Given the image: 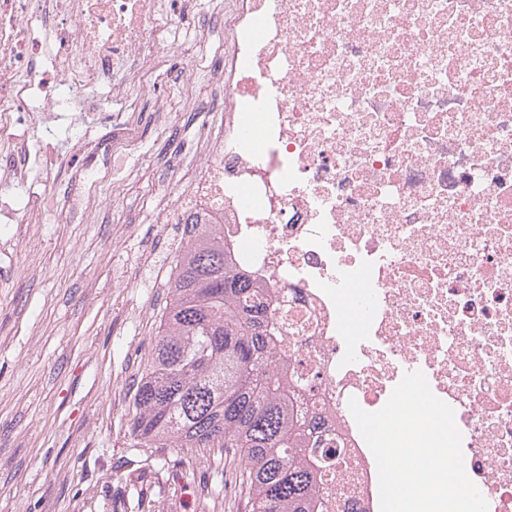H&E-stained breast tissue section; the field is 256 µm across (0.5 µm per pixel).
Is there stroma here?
<instances>
[{
	"mask_svg": "<svg viewBox=\"0 0 512 512\" xmlns=\"http://www.w3.org/2000/svg\"><path fill=\"white\" fill-rule=\"evenodd\" d=\"M153 92L119 170L105 112L57 130L64 166L34 170L41 223H0V512H248L220 477L230 448H134L127 413L168 299L171 257L152 222L157 153L191 138L161 132ZM88 172L83 186L71 167ZM101 203L97 220L60 216L66 197Z\"/></svg>",
	"mask_w": 512,
	"mask_h": 512,
	"instance_id": "35a3bbf8",
	"label": "stroma"
}]
</instances>
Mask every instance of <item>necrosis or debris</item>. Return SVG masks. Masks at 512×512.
Instances as JSON below:
<instances>
[{"instance_id": "obj_1", "label": "necrosis or debris", "mask_w": 512, "mask_h": 512, "mask_svg": "<svg viewBox=\"0 0 512 512\" xmlns=\"http://www.w3.org/2000/svg\"><path fill=\"white\" fill-rule=\"evenodd\" d=\"M187 2L0 0V186L25 194L60 113L136 111L133 82L178 71L155 114L194 136L157 159L159 234L223 225L267 288L347 461L338 512H380L349 399L379 410L417 370L489 512H512V0H200L191 28ZM185 29L224 41L218 113L161 51Z\"/></svg>"}]
</instances>
